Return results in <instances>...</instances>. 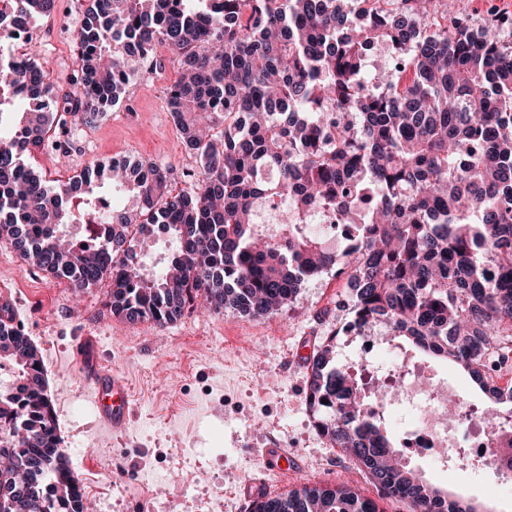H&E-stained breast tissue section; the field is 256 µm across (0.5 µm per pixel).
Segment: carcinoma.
<instances>
[{
  "mask_svg": "<svg viewBox=\"0 0 512 512\" xmlns=\"http://www.w3.org/2000/svg\"><path fill=\"white\" fill-rule=\"evenodd\" d=\"M17 21L56 0H11ZM442 0H88L76 37L77 86L57 101L48 72L0 63V81L38 101L0 112V245L79 295L104 279L107 305L163 328L188 308L263 317L331 274L351 289L359 336L377 324L466 371L495 404L490 357L512 350V18L478 26L448 19ZM365 15V25L354 18ZM386 43L399 65L370 73L365 49ZM158 46L182 71L167 107L200 158L193 187L174 192L169 167L98 162L55 187L25 158L51 129L92 122L120 105ZM471 145L466 159L460 144ZM125 202L105 233L73 240L104 184ZM280 208V235L259 209ZM336 210L357 231L337 246L313 223ZM169 243L151 264L145 248ZM86 247H81V244ZM23 395L0 391V512H84L60 449L38 348L0 306V362ZM317 428L357 460L381 496L408 512H462L395 451L383 419L364 408L354 364L336 338L307 359ZM250 512H379L349 485L263 496Z\"/></svg>",
  "mask_w": 512,
  "mask_h": 512,
  "instance_id": "cac0c4a2",
  "label": "carcinoma"
}]
</instances>
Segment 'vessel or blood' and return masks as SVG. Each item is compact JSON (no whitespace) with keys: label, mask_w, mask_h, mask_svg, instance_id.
Segmentation results:
<instances>
[{"label":"vessel or blood","mask_w":512,"mask_h":512,"mask_svg":"<svg viewBox=\"0 0 512 512\" xmlns=\"http://www.w3.org/2000/svg\"><path fill=\"white\" fill-rule=\"evenodd\" d=\"M74 357L78 368L93 388L99 426L114 434L123 432L130 420L125 379L98 361L91 339H84L76 346ZM264 460L283 476L295 473L298 468L297 460L277 447L265 449Z\"/></svg>","instance_id":"obj_1"}]
</instances>
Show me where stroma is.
<instances>
[{"instance_id": "stroma-1", "label": "stroma", "mask_w": 512, "mask_h": 512, "mask_svg": "<svg viewBox=\"0 0 512 512\" xmlns=\"http://www.w3.org/2000/svg\"><path fill=\"white\" fill-rule=\"evenodd\" d=\"M85 0H56L51 13L28 22V42L11 53L33 54L46 63L60 92L71 91L77 68L76 34ZM162 67L132 80L119 107L90 125L67 124L50 133L32 161L50 185L111 157L172 168L175 186L188 188L199 169L166 107L168 86L178 76L167 48L157 47ZM5 284L16 324L38 346L57 416L62 447L84 489L88 512H139L150 496L152 512H249L242 493L251 478L267 492L303 484L357 486L381 512H403L382 499L374 484L320 434L306 401L305 360L327 336L338 349L353 345L341 335L350 314L342 281H309L280 311L251 318L236 312L185 310L165 328L112 316L105 305L109 282L80 296L23 264L0 246V284ZM97 339L98 358L130 385L131 423L115 436L95 417L91 388L73 364L81 336ZM196 337L194 347L182 339ZM278 444L302 462L281 477L264 465L263 450ZM410 467L429 485L463 497L479 512H512V489L491 492L495 476L460 460L443 471L430 459Z\"/></svg>"}]
</instances>
